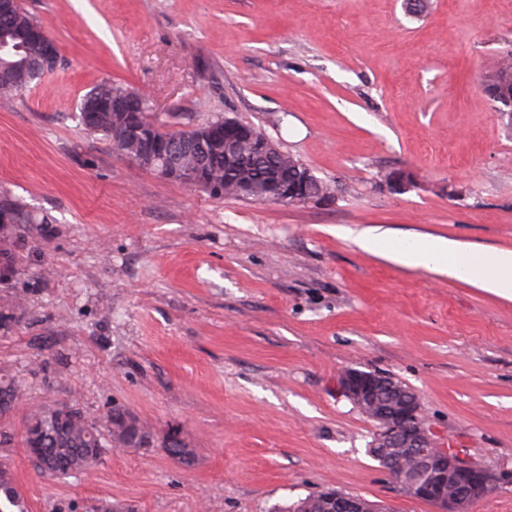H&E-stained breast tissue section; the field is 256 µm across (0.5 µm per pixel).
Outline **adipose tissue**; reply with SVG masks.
<instances>
[{
	"mask_svg": "<svg viewBox=\"0 0 512 512\" xmlns=\"http://www.w3.org/2000/svg\"><path fill=\"white\" fill-rule=\"evenodd\" d=\"M355 240L367 252L406 267L424 268L452 279L467 280L497 296L512 299V250L475 252L441 236H422L401 243L388 232L364 228Z\"/></svg>",
	"mask_w": 512,
	"mask_h": 512,
	"instance_id": "adipose-tissue-1",
	"label": "adipose tissue"
}]
</instances>
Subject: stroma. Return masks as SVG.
I'll return each instance as SVG.
<instances>
[{
	"instance_id": "35a3bbf8",
	"label": "stroma",
	"mask_w": 512,
	"mask_h": 512,
	"mask_svg": "<svg viewBox=\"0 0 512 512\" xmlns=\"http://www.w3.org/2000/svg\"><path fill=\"white\" fill-rule=\"evenodd\" d=\"M60 50L0 94V198L35 218L10 245L0 418L29 512H272L332 487L434 512L367 453L345 368L418 394L438 443L512 473V300L362 250L354 231L512 250V128L481 85L512 50V0H19ZM109 79L181 127H258L336 189L326 205L214 198L118 158L76 106ZM411 173L379 190L381 170ZM119 405L155 436L91 472L41 473L28 409ZM169 431L195 451L185 465ZM162 446L166 452L182 464H190L195 456L193 448L179 437L177 432H169L162 439Z\"/></svg>"
}]
</instances>
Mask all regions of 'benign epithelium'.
I'll return each mask as SVG.
<instances>
[{"instance_id":"1","label":"benign epithelium","mask_w":512,"mask_h":512,"mask_svg":"<svg viewBox=\"0 0 512 512\" xmlns=\"http://www.w3.org/2000/svg\"><path fill=\"white\" fill-rule=\"evenodd\" d=\"M60 60L56 42L45 39L44 52L35 68L43 78ZM144 136L169 151L175 141L163 130L150 128ZM278 148L263 134L224 117V159L268 158ZM312 172L298 164L290 173L274 171L262 200L272 203H319ZM336 387L375 422L369 454L408 494L431 504L434 512H470L471 507L509 486L493 471L472 462L462 453L437 445L426 426L418 395L388 376L354 368L342 370ZM334 505L331 512H379L375 503L361 496H347L333 488L324 490Z\"/></svg>"}]
</instances>
